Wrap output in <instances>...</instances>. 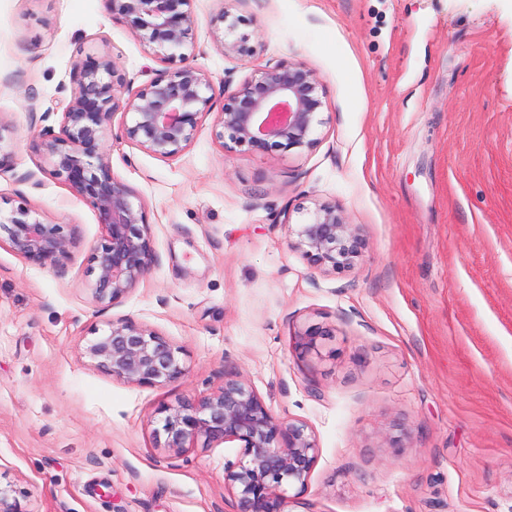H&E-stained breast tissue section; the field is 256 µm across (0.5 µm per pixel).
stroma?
<instances>
[{"label":"stroma","mask_w":512,"mask_h":512,"mask_svg":"<svg viewBox=\"0 0 512 512\" xmlns=\"http://www.w3.org/2000/svg\"><path fill=\"white\" fill-rule=\"evenodd\" d=\"M191 9L214 108L254 69L304 63L327 91L318 143L228 152L209 115L161 158L121 139L116 114L112 173L144 204L156 261L108 307L87 273L103 229L40 134L87 56L109 53L135 89L166 65L105 0H0V143L15 166L0 209L28 203L77 237L44 267L0 246V485L24 512H233L238 449L165 448L159 408L234 372L316 435L291 512H512V0ZM225 10L258 54L224 56ZM318 201L366 239L351 270L319 272L288 245ZM118 317L180 347L185 375L139 386L99 370L86 349ZM315 327L328 337L302 348Z\"/></svg>","instance_id":"35a3bbf8"}]
</instances>
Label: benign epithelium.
Segmentation results:
<instances>
[{
	"instance_id": "obj_1",
	"label": "benign epithelium",
	"mask_w": 512,
	"mask_h": 512,
	"mask_svg": "<svg viewBox=\"0 0 512 512\" xmlns=\"http://www.w3.org/2000/svg\"><path fill=\"white\" fill-rule=\"evenodd\" d=\"M112 16L160 61L172 65L137 90L107 53L73 67V88L61 104L58 127L43 130L42 147L52 174L62 178L96 212L104 234L90 257L95 300L121 302L149 274L155 252L143 204L112 174L105 143L116 113L132 115L122 135L144 151L174 157L195 138L211 114L209 75L190 62L195 18L191 0H105ZM214 39L227 57L248 58L261 43L239 31L244 20L223 11ZM326 89L301 62L283 60L252 71L239 86L224 92L214 120L215 138L226 150L270 154L311 149L318 142V115ZM0 233L10 249L27 262L45 266L67 257L75 231L42 218L26 205L0 213ZM289 245L321 272L354 266L366 246L360 228L330 203L315 206L307 222L297 225ZM95 366L134 385L173 382L185 375L179 349L170 340L128 318L112 320L109 332L87 348ZM166 447L177 452L202 437L207 443H235L236 461L224 466V490L234 512H288L285 486L305 487L319 447L314 433L298 421L274 416L263 398L240 376L224 375L216 390L162 407Z\"/></svg>"
}]
</instances>
